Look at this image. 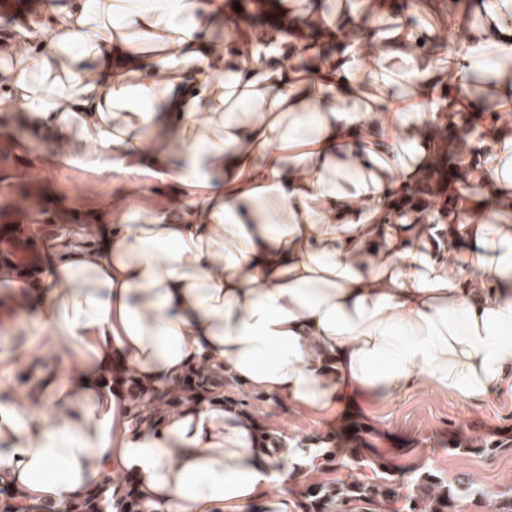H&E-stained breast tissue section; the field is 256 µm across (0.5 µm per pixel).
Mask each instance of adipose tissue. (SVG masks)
<instances>
[{
    "mask_svg": "<svg viewBox=\"0 0 512 512\" xmlns=\"http://www.w3.org/2000/svg\"><path fill=\"white\" fill-rule=\"evenodd\" d=\"M53 33L0 60L11 108L51 129L70 160L167 204L129 203L86 248L83 227L49 249L46 286L21 323L80 349L48 377L50 407L0 408V476L28 501L71 499L104 473L133 477L155 512H297L301 472L234 409L142 429L98 384L115 357L149 387L195 357L313 419L382 403L423 379L476 400L512 384V152L493 143L462 245L437 224H378L392 176L378 165L387 112L350 90L288 104L255 51L224 71L223 0H63ZM182 148L170 159V144Z\"/></svg>",
    "mask_w": 512,
    "mask_h": 512,
    "instance_id": "adipose-tissue-1",
    "label": "adipose tissue"
}]
</instances>
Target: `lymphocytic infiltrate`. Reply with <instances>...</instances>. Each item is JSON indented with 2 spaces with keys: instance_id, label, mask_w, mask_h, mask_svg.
Wrapping results in <instances>:
<instances>
[{
  "instance_id": "lymphocytic-infiltrate-1",
  "label": "lymphocytic infiltrate",
  "mask_w": 512,
  "mask_h": 512,
  "mask_svg": "<svg viewBox=\"0 0 512 512\" xmlns=\"http://www.w3.org/2000/svg\"><path fill=\"white\" fill-rule=\"evenodd\" d=\"M434 0H392L386 12L373 7L352 10L348 0L329 8L324 0H278L267 16L244 15L224 45L229 56L225 69L242 47H254L268 67L291 62L306 89H314L318 76H334L340 81L355 79L362 93H369L373 79H385V72L352 75L351 43L346 26H353L365 44H381L385 53L403 54L409 49L407 37L420 40L419 70L428 76L426 100L406 95H390L381 109L397 117L415 112L430 113L427 130L420 143L422 163L414 176L388 190L383 201L381 223L447 224L463 223L467 201L475 196L471 173L480 170L490 151L488 137L512 139V127H497L502 115H512V95L497 99L492 107L447 80L456 63L447 54L449 41H461L481 30L483 14L467 9L447 19L434 13ZM155 406L139 415V423L157 431L168 410L202 404L218 405L224 400V374L211 369L207 361L193 363L171 378L166 387L153 390Z\"/></svg>"
}]
</instances>
